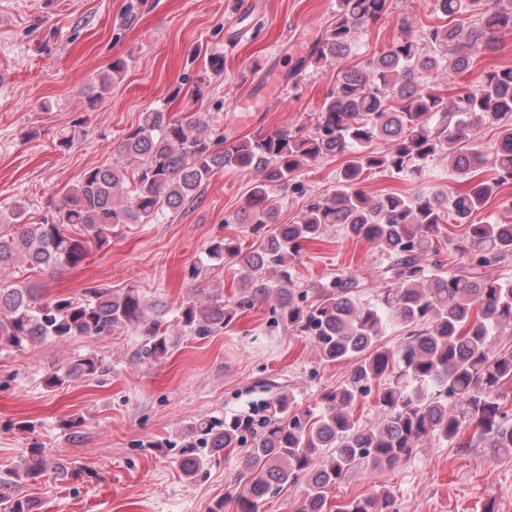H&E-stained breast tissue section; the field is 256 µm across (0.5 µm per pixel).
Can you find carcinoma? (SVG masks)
<instances>
[{
  "instance_id": "carcinoma-1",
  "label": "carcinoma",
  "mask_w": 512,
  "mask_h": 512,
  "mask_svg": "<svg viewBox=\"0 0 512 512\" xmlns=\"http://www.w3.org/2000/svg\"><path fill=\"white\" fill-rule=\"evenodd\" d=\"M448 23L405 34L365 66L347 69L314 114L311 131L281 128L227 143L213 136L203 116L176 117L161 109L122 139L117 158L86 170L63 194L53 212L36 224L24 220L17 200L0 210L12 231L0 232V270L27 264L30 270L77 268L88 256L89 241L102 245L120 224H153L193 201L202 185L226 167L256 175L245 220L259 231L276 221L271 198L297 190L295 177L325 157L344 164L329 196H312L293 224L262 237L250 250L232 239L214 241L207 259L238 266L248 294L234 304L213 297L181 304L183 326L198 336L230 324L236 310L272 298L278 320L310 336L321 359L351 360L347 379L325 393L316 409L288 413L281 397L270 404L261 430L241 419H201L192 427L193 445L183 469L196 476L226 448L249 443L242 465L238 512H257L261 500L290 484H303L296 512H388L384 493L333 505L329 489L358 469L391 468L423 442H457L475 426L491 447L512 454V418L505 410L512 385V282L489 280L479 269L512 256V224H472L499 187L512 181V68L494 70L475 88L462 87L448 99L432 86L448 72L461 73L497 34L512 32V0H436ZM482 5L481 21L464 24ZM391 8L390 0H338L336 15L309 62H339L367 30ZM127 62H111L84 89L95 109L112 84L123 79ZM482 126L500 129L498 143L475 142ZM391 141L377 152V140ZM446 158L468 181L463 192L431 189L408 195L371 197L358 185L364 173L385 168L417 179L426 164ZM489 168L493 177L483 179ZM465 227L448 242L466 273L448 275L424 264L422 256L441 232L445 217ZM330 224L369 242L391 258L381 273L377 301H358L356 278L336 279L332 289L294 287L291 268L304 242L318 239ZM277 280L266 279L269 274ZM144 322L140 295L92 287L79 297L46 298L21 280L0 279V350H22L38 339L65 342L75 336H106L121 326ZM406 331L400 343H381L386 329ZM140 355L155 360L167 353L165 332L144 328ZM98 372L91 357L78 359L44 378L55 390ZM376 394L380 418L364 423L355 414L362 399ZM65 475L34 441L18 466L0 474V490L12 491L9 512H33L24 485L49 467Z\"/></svg>"
}]
</instances>
